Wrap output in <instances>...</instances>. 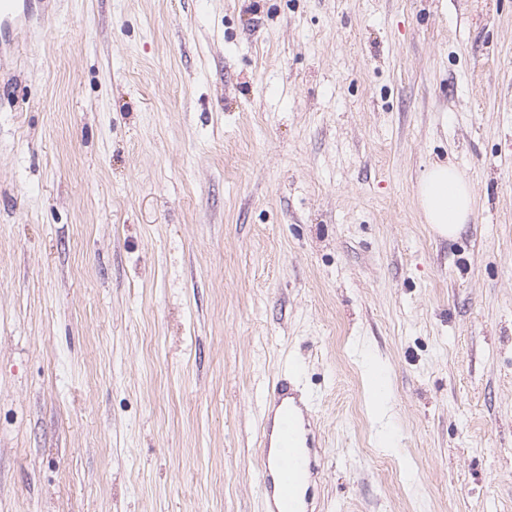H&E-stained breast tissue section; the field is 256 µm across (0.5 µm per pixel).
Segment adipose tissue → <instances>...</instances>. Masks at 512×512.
<instances>
[{
	"label": "adipose tissue",
	"mask_w": 512,
	"mask_h": 512,
	"mask_svg": "<svg viewBox=\"0 0 512 512\" xmlns=\"http://www.w3.org/2000/svg\"><path fill=\"white\" fill-rule=\"evenodd\" d=\"M417 205L424 223L442 237H456L473 213V191L465 176L450 163H436L421 175Z\"/></svg>",
	"instance_id": "ef3b65f1"
}]
</instances>
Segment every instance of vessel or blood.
Segmentation results:
<instances>
[{"label":"vessel or blood","instance_id":"b4317fda","mask_svg":"<svg viewBox=\"0 0 512 512\" xmlns=\"http://www.w3.org/2000/svg\"><path fill=\"white\" fill-rule=\"evenodd\" d=\"M30 0H0V22L30 18ZM260 493L265 512H313L323 475L315 416L292 375L278 374L260 410Z\"/></svg>","mask_w":512,"mask_h":512}]
</instances>
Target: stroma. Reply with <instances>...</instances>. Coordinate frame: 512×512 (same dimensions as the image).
Segmentation results:
<instances>
[{
  "label": "stroma",
  "instance_id": "stroma-1",
  "mask_svg": "<svg viewBox=\"0 0 512 512\" xmlns=\"http://www.w3.org/2000/svg\"><path fill=\"white\" fill-rule=\"evenodd\" d=\"M437 161L473 187L452 240L414 203ZM282 369L322 512H512V0H55L0 32V512H263Z\"/></svg>",
  "mask_w": 512,
  "mask_h": 512
}]
</instances>
